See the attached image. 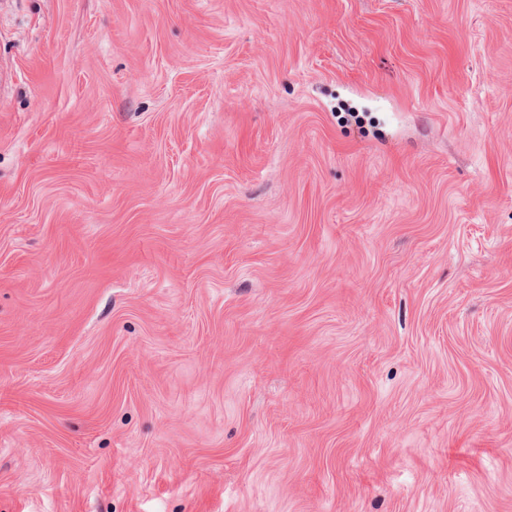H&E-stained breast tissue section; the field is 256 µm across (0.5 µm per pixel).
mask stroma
Instances as JSON below:
<instances>
[{
  "instance_id": "stroma-1",
  "label": "stroma",
  "mask_w": 512,
  "mask_h": 512,
  "mask_svg": "<svg viewBox=\"0 0 512 512\" xmlns=\"http://www.w3.org/2000/svg\"><path fill=\"white\" fill-rule=\"evenodd\" d=\"M0 512H512V0H0Z\"/></svg>"
}]
</instances>
